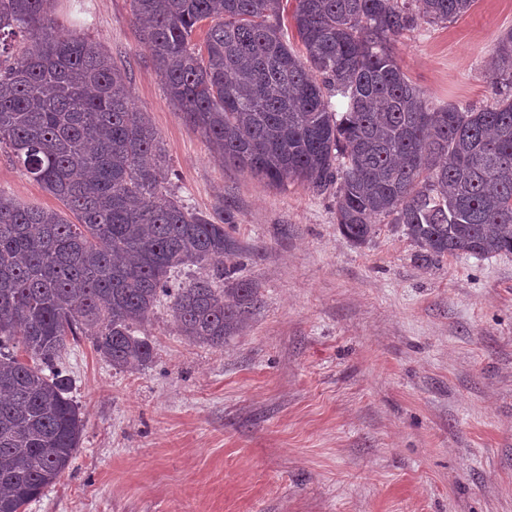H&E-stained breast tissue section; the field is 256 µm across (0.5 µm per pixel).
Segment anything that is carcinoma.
Segmentation results:
<instances>
[{
	"instance_id": "cac0c4a2",
	"label": "carcinoma",
	"mask_w": 512,
	"mask_h": 512,
	"mask_svg": "<svg viewBox=\"0 0 512 512\" xmlns=\"http://www.w3.org/2000/svg\"><path fill=\"white\" fill-rule=\"evenodd\" d=\"M131 2L171 99L224 162L336 189L345 239L365 246L387 222L426 269L512 253V97L435 109L391 50L475 0H295L304 60L280 31L286 0ZM57 3L0 0V148L74 217L0 191V512H25L80 448L69 338L95 329L93 349L130 369L152 360L138 332L163 299L185 340L216 347L262 304L236 277L231 210L164 197L163 152L124 70L80 30L57 34ZM490 71L512 83V29ZM182 266L215 277L177 283Z\"/></svg>"
}]
</instances>
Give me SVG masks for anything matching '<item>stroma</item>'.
Returning a JSON list of instances; mask_svg holds the SVG:
<instances>
[{"label":"stroma","mask_w":512,"mask_h":512,"mask_svg":"<svg viewBox=\"0 0 512 512\" xmlns=\"http://www.w3.org/2000/svg\"><path fill=\"white\" fill-rule=\"evenodd\" d=\"M125 71L166 154L168 196L230 204L240 279L262 306L216 348L179 336L168 302L142 330L148 365L119 370L68 344L84 421L72 464L27 512H512V254L414 263L392 225L356 247L336 195L224 163L171 101L130 0H60ZM512 0L418 24L393 44L431 104L489 108ZM0 191L57 200L0 150Z\"/></svg>","instance_id":"stroma-1"}]
</instances>
